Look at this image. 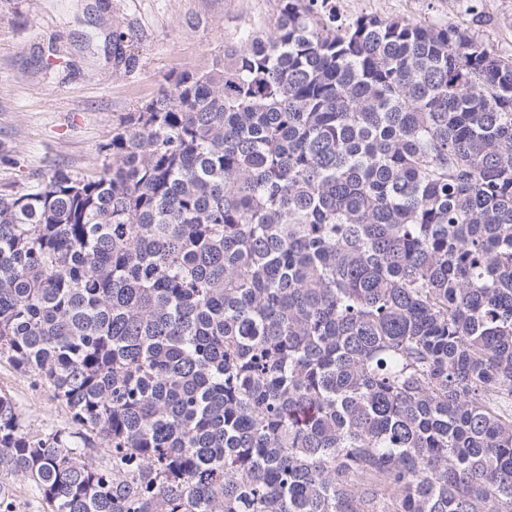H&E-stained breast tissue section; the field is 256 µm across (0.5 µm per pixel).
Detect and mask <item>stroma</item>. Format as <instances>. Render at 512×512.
Segmentation results:
<instances>
[{
	"instance_id": "stroma-1",
	"label": "stroma",
	"mask_w": 512,
	"mask_h": 512,
	"mask_svg": "<svg viewBox=\"0 0 512 512\" xmlns=\"http://www.w3.org/2000/svg\"><path fill=\"white\" fill-rule=\"evenodd\" d=\"M342 18L405 16L467 24L463 0H333ZM490 44L512 45V0H484ZM277 0H0V193L51 169H99L121 115L151 99L171 72L194 71L225 42L265 23ZM132 36L131 68L115 66L112 33ZM0 391L32 433L75 430L50 392L0 360Z\"/></svg>"
}]
</instances>
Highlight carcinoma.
Masks as SVG:
<instances>
[{"label":"carcinoma","mask_w":512,"mask_h":512,"mask_svg":"<svg viewBox=\"0 0 512 512\" xmlns=\"http://www.w3.org/2000/svg\"><path fill=\"white\" fill-rule=\"evenodd\" d=\"M479 24L279 0L101 168L0 195V358L82 427L0 392V470L49 512H512V49ZM9 394L22 413L25 428L32 433L54 429L77 431L67 408L57 403L46 388L35 386L32 379L22 377L5 358L0 360V391Z\"/></svg>","instance_id":"cac0c4a2"}]
</instances>
